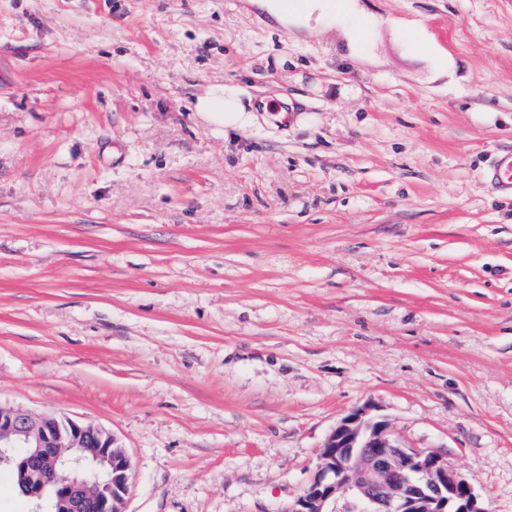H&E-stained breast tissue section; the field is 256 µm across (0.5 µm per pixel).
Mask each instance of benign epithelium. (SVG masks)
<instances>
[{
	"label": "benign epithelium",
	"mask_w": 512,
	"mask_h": 512,
	"mask_svg": "<svg viewBox=\"0 0 512 512\" xmlns=\"http://www.w3.org/2000/svg\"><path fill=\"white\" fill-rule=\"evenodd\" d=\"M370 410L340 419L289 512H485L443 453L400 443ZM0 465L12 469L29 512H123L130 461L94 425L1 408Z\"/></svg>",
	"instance_id": "obj_1"
}]
</instances>
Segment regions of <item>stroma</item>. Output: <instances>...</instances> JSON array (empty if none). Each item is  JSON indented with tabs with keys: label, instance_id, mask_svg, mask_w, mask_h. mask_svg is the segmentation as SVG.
<instances>
[{
	"label": "stroma",
	"instance_id": "35a3bbf8",
	"mask_svg": "<svg viewBox=\"0 0 512 512\" xmlns=\"http://www.w3.org/2000/svg\"><path fill=\"white\" fill-rule=\"evenodd\" d=\"M358 2L353 56L254 0H0V407L112 433L125 512H288L365 405L512 512V0ZM243 90L231 83L211 85L195 104L196 112L224 137L231 131H240L256 120L254 111L248 109L243 100ZM489 177L502 194L512 197V151L499 154L494 159Z\"/></svg>",
	"mask_w": 512,
	"mask_h": 512
}]
</instances>
